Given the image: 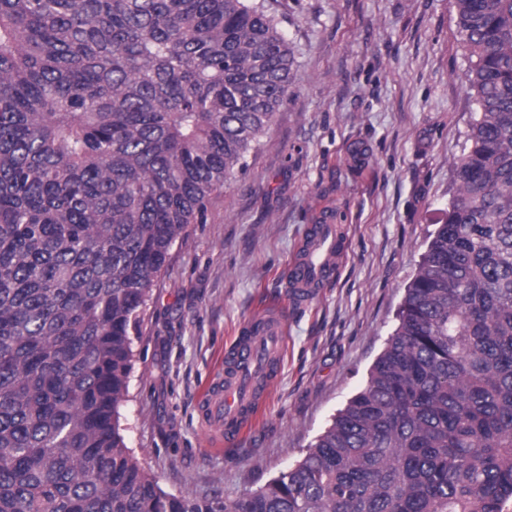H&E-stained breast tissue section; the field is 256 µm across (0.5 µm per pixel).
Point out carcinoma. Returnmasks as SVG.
I'll use <instances>...</instances> for the list:
<instances>
[{
  "instance_id": "cac0c4a2",
  "label": "carcinoma",
  "mask_w": 512,
  "mask_h": 512,
  "mask_svg": "<svg viewBox=\"0 0 512 512\" xmlns=\"http://www.w3.org/2000/svg\"><path fill=\"white\" fill-rule=\"evenodd\" d=\"M476 105L368 381L286 472L165 491L127 447L132 331L288 98L266 0H0V512H512V0H454Z\"/></svg>"
}]
</instances>
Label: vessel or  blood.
<instances>
[{
    "mask_svg": "<svg viewBox=\"0 0 512 512\" xmlns=\"http://www.w3.org/2000/svg\"><path fill=\"white\" fill-rule=\"evenodd\" d=\"M342 242L335 225H310L289 265V284L295 300L310 301L317 288L336 277ZM284 325L274 313L247 320L224 354V370L215 376L203 404L217 431L216 447L233 448L257 414L278 375Z\"/></svg>",
    "mask_w": 512,
    "mask_h": 512,
    "instance_id": "b4317fda",
    "label": "vessel or blood"
}]
</instances>
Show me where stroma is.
Listing matches in <instances>:
<instances>
[{"label":"stroma","instance_id":"35a3bbf8","mask_svg":"<svg viewBox=\"0 0 512 512\" xmlns=\"http://www.w3.org/2000/svg\"><path fill=\"white\" fill-rule=\"evenodd\" d=\"M294 50L288 98L244 170L176 240L133 336L120 424L167 492L236 498L288 470L366 383L455 190L475 105L453 0H269ZM344 257L305 307L288 266L308 225ZM286 324L262 414L216 450L200 406L257 312Z\"/></svg>","mask_w":512,"mask_h":512}]
</instances>
